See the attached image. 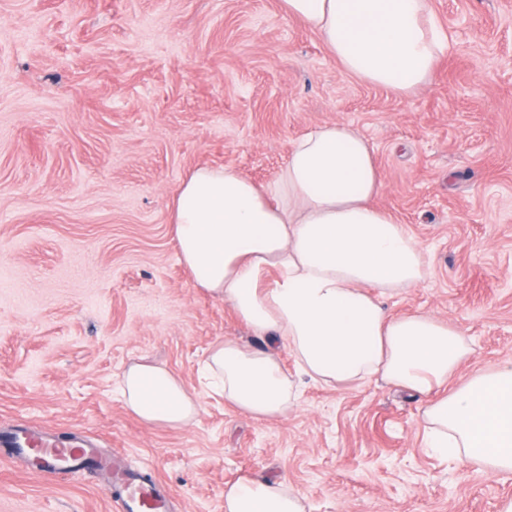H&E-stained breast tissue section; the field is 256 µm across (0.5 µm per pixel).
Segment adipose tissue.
<instances>
[{
    "label": "adipose tissue",
    "mask_w": 512,
    "mask_h": 512,
    "mask_svg": "<svg viewBox=\"0 0 512 512\" xmlns=\"http://www.w3.org/2000/svg\"><path fill=\"white\" fill-rule=\"evenodd\" d=\"M282 4L348 74L398 93L426 85L448 48L429 0ZM382 186L372 144L341 121L296 139L273 184L210 166L181 181L171 210L181 263L194 287L224 300L264 341L217 343L205 377L225 405L267 422L286 416L304 380L336 387L378 377L425 399L428 447L512 473V363L449 388L471 353L462 335L431 314L392 316L382 305L429 273L408 226L373 205ZM281 342L295 372L282 363ZM120 391L127 410L149 425L183 428L200 409L172 372L148 362L124 370ZM224 512L302 508L285 484L242 477L225 488Z\"/></svg>",
    "instance_id": "adipose-tissue-1"
}]
</instances>
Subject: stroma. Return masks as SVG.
<instances>
[{
	"instance_id": "stroma-1",
	"label": "stroma",
	"mask_w": 512,
	"mask_h": 512,
	"mask_svg": "<svg viewBox=\"0 0 512 512\" xmlns=\"http://www.w3.org/2000/svg\"><path fill=\"white\" fill-rule=\"evenodd\" d=\"M448 49L400 96L345 73L280 0H0V435L24 429L120 453L170 512H224V488L279 481L305 512H498L512 474L424 448L413 392L373 378L308 384L261 422L202 391L224 338L260 340L194 288L171 201L196 167L265 185L292 142L342 120L374 147L373 200L422 245L430 274L383 300L468 341L454 378L512 361V0H431ZM165 366L201 404L144 424L118 383ZM109 470L42 477L0 446V512H115Z\"/></svg>"
}]
</instances>
